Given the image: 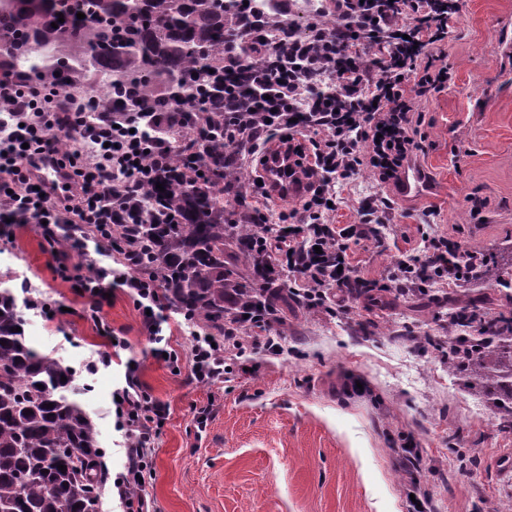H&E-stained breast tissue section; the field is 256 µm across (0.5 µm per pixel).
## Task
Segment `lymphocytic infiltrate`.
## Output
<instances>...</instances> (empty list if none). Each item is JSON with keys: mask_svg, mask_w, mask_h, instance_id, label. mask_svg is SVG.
<instances>
[{"mask_svg": "<svg viewBox=\"0 0 512 512\" xmlns=\"http://www.w3.org/2000/svg\"><path fill=\"white\" fill-rule=\"evenodd\" d=\"M305 15L309 33L321 45L314 54L296 48L286 72L252 69L256 93H234L224 102V143L234 164H266V145L286 144L294 157L289 175L304 186L288 213L290 227L283 246L288 251L290 288L311 302L328 300L331 290L350 289L354 267L347 242L375 236L388 223L391 203L377 197L363 206L358 224L331 222V202L338 187L362 170L379 183H399L403 168L423 152L418 136L416 102L441 90L447 65L433 46L448 35V19L461 0H317ZM153 112L142 118L101 112L94 125L81 128L60 111L56 92L26 90L10 75L0 76V223L41 225L52 237L73 228L94 232L98 250L111 251L104 226L113 207L142 208L137 186L151 174L145 153L132 138L140 126L160 125ZM310 133L308 143L300 135ZM74 148L63 146L64 139ZM51 154L68 181L66 194H40L34 170L38 158ZM480 255L463 249L443 233L425 236L420 254L407 256L389 278L391 287L413 285L416 273L456 286L478 274ZM81 295L91 313H100L110 294L127 291L148 332L155 358H162V326L167 318L155 281L130 271L102 268L78 277ZM279 346L267 327L244 326L231 343L195 334L191 380L223 378L226 355L245 353L248 343ZM116 425L125 434V471L112 483L125 512H149L144 478L152 473L157 433L168 414L140 382V365H127L125 385L116 389Z\"/></svg>", "mask_w": 512, "mask_h": 512, "instance_id": "obj_1", "label": "lymphocytic infiltrate"}]
</instances>
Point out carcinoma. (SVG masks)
I'll return each instance as SVG.
<instances>
[{
	"label": "carcinoma",
	"mask_w": 512,
	"mask_h": 512,
	"mask_svg": "<svg viewBox=\"0 0 512 512\" xmlns=\"http://www.w3.org/2000/svg\"><path fill=\"white\" fill-rule=\"evenodd\" d=\"M276 2L247 14L238 0H0V70L62 91L89 67L111 111L163 113L148 136L193 134L155 158L144 220L116 209L112 248L157 281L161 303L221 336L235 322L278 323L290 302L309 306L279 282L286 254L271 250L261 225L248 215L224 223V196L241 187L237 174L224 176V49L267 68L286 61L288 43L261 54L246 35ZM446 317L471 329L448 342V364L512 424V309L492 316L476 294L448 300ZM24 325L1 289L0 512H89L83 488L91 475L104 482L96 427L74 398L75 372L15 331Z\"/></svg>",
	"instance_id": "obj_1"
}]
</instances>
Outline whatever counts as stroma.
Returning <instances> with one entry per match:
<instances>
[{
    "label": "stroma",
    "mask_w": 512,
    "mask_h": 512,
    "mask_svg": "<svg viewBox=\"0 0 512 512\" xmlns=\"http://www.w3.org/2000/svg\"><path fill=\"white\" fill-rule=\"evenodd\" d=\"M436 52L450 79L416 104L426 150L415 163L433 193L408 199L364 171L341 187L332 220L359 223L366 200L389 198V224L350 246L356 276L387 283L423 235L444 232L498 258V279L460 285L498 304L512 284V0H465ZM76 265L121 263L49 242L34 224L0 232V288L24 300L28 342L75 371L109 475L125 466L112 393L125 384L129 358L168 405L146 488L154 512H408L411 486L398 467L407 447L421 454L418 480L432 512H504L512 502V429L449 368L455 330L438 304L410 292L381 309L348 294L330 310L293 305L272 330L280 354L251 347L222 379L192 383L198 324L167 309L164 334L178 362L157 360L131 296L115 294L102 326L88 319L63 273ZM405 325L414 336L402 335ZM424 333L443 347H421ZM113 336L127 349L109 348ZM106 349L111 365L89 372ZM458 449L477 465H460Z\"/></svg>",
    "instance_id": "1"
}]
</instances>
